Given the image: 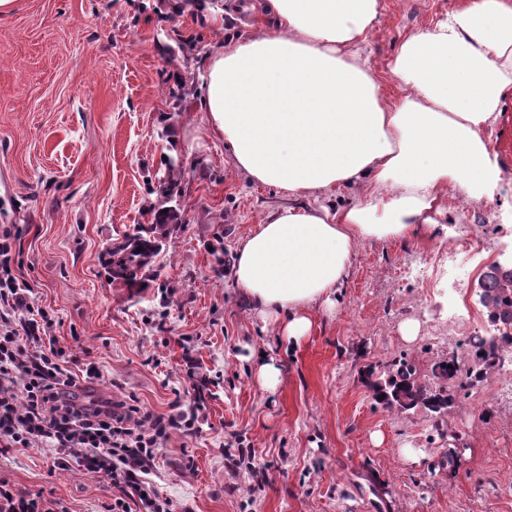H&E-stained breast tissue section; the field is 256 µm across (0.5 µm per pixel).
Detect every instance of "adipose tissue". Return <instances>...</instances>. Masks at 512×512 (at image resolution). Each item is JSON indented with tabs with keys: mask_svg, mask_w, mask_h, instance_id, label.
Returning a JSON list of instances; mask_svg holds the SVG:
<instances>
[{
	"mask_svg": "<svg viewBox=\"0 0 512 512\" xmlns=\"http://www.w3.org/2000/svg\"><path fill=\"white\" fill-rule=\"evenodd\" d=\"M272 23L209 59L211 132L251 181L285 192L240 241L232 287L299 342L332 304L357 243L431 223L449 184L473 198L500 179L484 128L512 88V0H464L406 38L389 64L405 95L387 103L359 48L378 0H262ZM351 206L326 205L337 187Z\"/></svg>",
	"mask_w": 512,
	"mask_h": 512,
	"instance_id": "adipose-tissue-1",
	"label": "adipose tissue"
}]
</instances>
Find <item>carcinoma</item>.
<instances>
[{"label": "carcinoma", "instance_id": "1", "mask_svg": "<svg viewBox=\"0 0 512 512\" xmlns=\"http://www.w3.org/2000/svg\"><path fill=\"white\" fill-rule=\"evenodd\" d=\"M181 173L182 165L173 158L168 159L163 175L157 178V193L164 204L153 209L151 223L134 225L107 246L104 266L112 287L139 292L155 277L157 258L173 228L176 213L168 203L174 200ZM482 288L481 304L487 310L488 318L512 324V270L495 269ZM472 347L476 359L484 367L470 376L477 381L484 371L495 366L497 348L486 345L481 336L475 337ZM388 386V400L405 410L422 405L439 412L448 407L447 389L441 384L433 386L417 380L410 364L399 365L396 373L390 376Z\"/></svg>", "mask_w": 512, "mask_h": 512}]
</instances>
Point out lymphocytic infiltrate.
<instances>
[{
	"mask_svg": "<svg viewBox=\"0 0 512 512\" xmlns=\"http://www.w3.org/2000/svg\"><path fill=\"white\" fill-rule=\"evenodd\" d=\"M14 240L11 226H0V446L51 448L76 461L112 486L105 512H131L134 498L144 512H173L146 475L171 431L196 432L204 391L197 408L166 417L124 401L76 402L66 352L50 334L53 319L32 305L13 272Z\"/></svg>",
	"mask_w": 512,
	"mask_h": 512,
	"instance_id": "f902f5d3",
	"label": "lymphocytic infiltrate"
}]
</instances>
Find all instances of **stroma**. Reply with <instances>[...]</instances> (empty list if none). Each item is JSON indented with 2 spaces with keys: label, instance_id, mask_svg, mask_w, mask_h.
Instances as JSON below:
<instances>
[{
  "label": "stroma",
  "instance_id": "35a3bbf8",
  "mask_svg": "<svg viewBox=\"0 0 512 512\" xmlns=\"http://www.w3.org/2000/svg\"><path fill=\"white\" fill-rule=\"evenodd\" d=\"M249 0H18L0 16V225H13L14 274L47 309L88 403L137 400L158 415L191 406L205 379L195 434L172 431L148 479L175 512H512V347L468 388L447 382L435 413L376 396L407 360L429 382L438 363L472 368L458 303L431 260L459 225L512 254V162L503 189L468 212L445 202L419 234L359 241L332 306L311 336L287 343L231 287L236 248L288 199L250 181L212 134L199 103L210 55L268 23ZM461 0H379L361 54L389 102L403 95L388 62L408 36ZM180 159L177 226L149 288L112 287L103 254L159 203L165 158ZM419 325L405 340L403 323ZM274 358L281 382L256 370ZM99 374L87 377L88 364ZM251 445L237 464L238 440ZM0 482L40 493L54 512H102L107 485L53 450L0 452Z\"/></svg>",
  "mask_w": 512,
  "mask_h": 512
}]
</instances>
